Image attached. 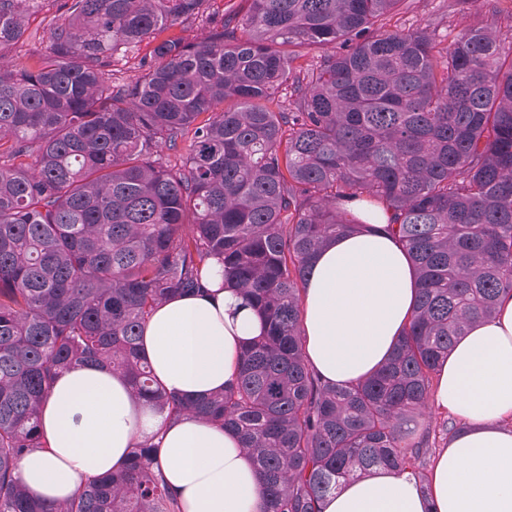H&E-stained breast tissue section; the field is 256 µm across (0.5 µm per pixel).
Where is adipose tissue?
<instances>
[{
	"label": "adipose tissue",
	"instance_id": "adipose-tissue-1",
	"mask_svg": "<svg viewBox=\"0 0 512 512\" xmlns=\"http://www.w3.org/2000/svg\"><path fill=\"white\" fill-rule=\"evenodd\" d=\"M365 230L317 255L303 296V350L327 381L350 386L389 358L408 324L417 282L402 246L365 209ZM210 260L203 292L170 297L152 313L141 354L165 390L203 398L237 370L245 341L262 327L243 298L222 288ZM431 402L462 428L434 455L429 485L376 469L341 482L320 512H512V296L471 326L442 363ZM48 446L21 460L28 491L48 503L120 469L135 442L152 440L164 480L183 512H261L256 462L233 432L205 420L166 419L136 401L131 382L103 364L58 375L41 409Z\"/></svg>",
	"mask_w": 512,
	"mask_h": 512
}]
</instances>
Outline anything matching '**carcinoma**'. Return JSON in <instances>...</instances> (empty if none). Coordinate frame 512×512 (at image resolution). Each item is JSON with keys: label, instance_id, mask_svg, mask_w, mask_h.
Returning a JSON list of instances; mask_svg holds the SVG:
<instances>
[{"label": "carcinoma", "instance_id": "1", "mask_svg": "<svg viewBox=\"0 0 512 512\" xmlns=\"http://www.w3.org/2000/svg\"><path fill=\"white\" fill-rule=\"evenodd\" d=\"M402 2L239 0L191 39L162 34L208 0H57L28 68L3 52L35 0H0V512H182L147 444L56 505L21 485L76 362L236 432L262 512H320L377 467L427 481L430 431L409 423L448 349L512 296V46L492 24L449 41L393 25ZM145 41L140 77L108 76ZM356 202L388 216L419 289L388 362L341 388L303 354L302 294L316 253L362 224ZM213 257L264 328L223 390L171 396L143 332L163 300L204 289Z\"/></svg>", "mask_w": 512, "mask_h": 512}]
</instances>
